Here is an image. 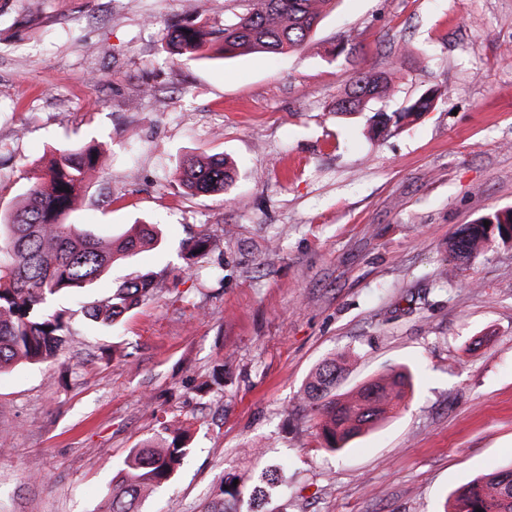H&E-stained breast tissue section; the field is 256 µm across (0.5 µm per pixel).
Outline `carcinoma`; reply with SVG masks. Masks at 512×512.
Segmentation results:
<instances>
[{
  "instance_id": "obj_1",
  "label": "carcinoma",
  "mask_w": 512,
  "mask_h": 512,
  "mask_svg": "<svg viewBox=\"0 0 512 512\" xmlns=\"http://www.w3.org/2000/svg\"><path fill=\"white\" fill-rule=\"evenodd\" d=\"M242 12L224 25L220 52L285 54L303 48L333 0H241ZM175 55L195 54L205 45L204 26L190 16L169 32ZM394 71L361 72L336 99V112H361L386 95ZM435 94L422 95L398 112H377L372 130L380 136L433 107ZM102 148L55 152L43 177L34 182L24 205L0 217V373L19 364H50L71 336V315L55 306L62 295L76 294L97 280L118 257L152 246L155 234L135 226L118 240H104L65 223L83 188L86 174L107 167ZM234 179L224 157L195 155L180 169V182L191 195L222 193ZM467 224L448 241L459 262L475 257L488 243L512 242V210ZM158 288L157 274L127 279L112 294L83 306L86 325L112 328L124 314L149 301ZM344 362L330 357L312 371L303 398L317 409L321 447L340 452L354 438L394 417L413 388L405 368H390L345 393H336ZM188 430L162 425L158 434L132 449L112 479L103 512H140L141 503L162 488L188 455ZM512 512V466L485 473L452 495L450 512Z\"/></svg>"
}]
</instances>
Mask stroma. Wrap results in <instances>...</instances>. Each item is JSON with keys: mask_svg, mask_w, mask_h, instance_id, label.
Returning <instances> with one entry per match:
<instances>
[{"mask_svg": "<svg viewBox=\"0 0 512 512\" xmlns=\"http://www.w3.org/2000/svg\"><path fill=\"white\" fill-rule=\"evenodd\" d=\"M238 0H0V214L52 151L102 144L68 217L160 244L117 260L82 300L138 273L163 280L117 328L75 333L52 366L0 374V512H100L130 449L161 423L191 451L142 512H440L512 461V244L454 269L448 240L512 209V0H337L289 55L173 58L169 24L211 31ZM399 67L390 98L339 114L361 71ZM152 94H144V87ZM436 90L390 135L373 111ZM238 168L185 193L192 154ZM209 234L215 249L187 259ZM339 391L394 366L414 392L332 453L300 398L333 354Z\"/></svg>", "mask_w": 512, "mask_h": 512, "instance_id": "35a3bbf8", "label": "stroma"}]
</instances>
